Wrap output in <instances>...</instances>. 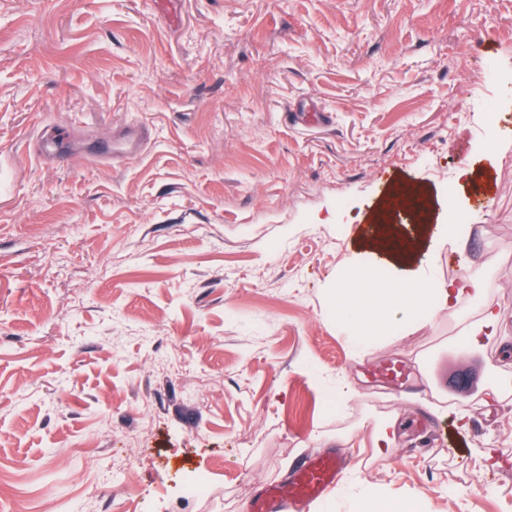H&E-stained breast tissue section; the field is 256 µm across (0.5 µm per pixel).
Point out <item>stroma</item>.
I'll list each match as a JSON object with an SVG mask.
<instances>
[{
    "mask_svg": "<svg viewBox=\"0 0 512 512\" xmlns=\"http://www.w3.org/2000/svg\"><path fill=\"white\" fill-rule=\"evenodd\" d=\"M403 193L485 299L356 357L326 290ZM328 452L313 512H512V0H0V512H245ZM397 417L376 426L373 439V452L377 456H387L393 448V444L397 437Z\"/></svg>",
    "mask_w": 512,
    "mask_h": 512,
    "instance_id": "obj_1",
    "label": "stroma"
}]
</instances>
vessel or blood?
<instances>
[{
    "instance_id": "1",
    "label": "vessel or blood",
    "mask_w": 512,
    "mask_h": 512,
    "mask_svg": "<svg viewBox=\"0 0 512 512\" xmlns=\"http://www.w3.org/2000/svg\"><path fill=\"white\" fill-rule=\"evenodd\" d=\"M341 473L338 455L330 453L305 460L287 484H266L250 503V512H303L337 484Z\"/></svg>"
}]
</instances>
